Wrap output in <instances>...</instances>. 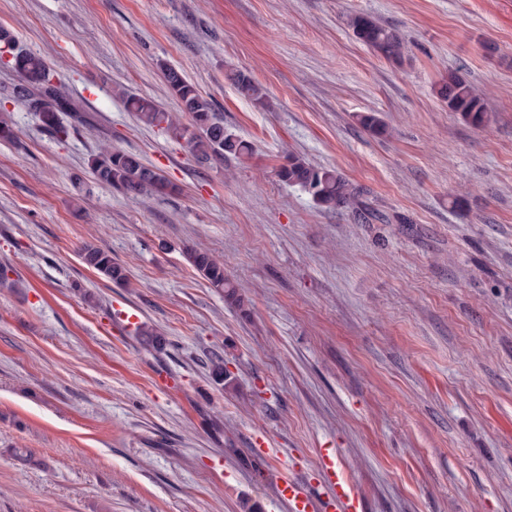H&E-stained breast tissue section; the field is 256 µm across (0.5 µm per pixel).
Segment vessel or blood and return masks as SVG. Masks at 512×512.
Listing matches in <instances>:
<instances>
[{"label":"vessel or blood","instance_id":"vessel-or-blood-1","mask_svg":"<svg viewBox=\"0 0 512 512\" xmlns=\"http://www.w3.org/2000/svg\"><path fill=\"white\" fill-rule=\"evenodd\" d=\"M317 469L318 483L281 474L274 486L276 501L287 512H364L362 499L342 478L332 455L322 454Z\"/></svg>","mask_w":512,"mask_h":512}]
</instances>
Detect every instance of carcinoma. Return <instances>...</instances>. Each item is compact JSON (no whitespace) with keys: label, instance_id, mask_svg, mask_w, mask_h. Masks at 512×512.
Listing matches in <instances>:
<instances>
[{"label":"carcinoma","instance_id":"carcinoma-1","mask_svg":"<svg viewBox=\"0 0 512 512\" xmlns=\"http://www.w3.org/2000/svg\"><path fill=\"white\" fill-rule=\"evenodd\" d=\"M348 26L358 40L386 60L402 61V40L394 30L366 14L350 16ZM13 60L19 81L10 88L9 96L36 112L47 133L57 139L70 135L73 126L64 125L60 118L65 112L70 113L73 122L78 125L90 124V117L76 110L62 86L53 81L51 69L41 58L19 50L14 53ZM160 69L169 90L179 100L181 111L191 117V124L183 125L151 98L125 96L128 110L135 113L140 122L149 127H159L173 138L184 141L188 152L200 163L222 158L226 154L241 157L251 153L249 142L224 131V120L215 112L212 102L203 97L179 70L164 63L160 64ZM227 79L243 98L265 105V93L250 75L236 71L230 73ZM437 95L448 111L459 115L465 122L475 127H482L488 122L484 99L458 72L448 73V78L439 85ZM357 121L373 135H382L386 131L383 120L375 112L360 113ZM90 169L99 184L126 193L158 192L168 187L165 179L145 166L138 155L114 151L110 147L91 158ZM279 176L282 181L307 192L315 204L324 210L345 208L355 211L361 219L366 218L360 201L361 191L332 168L313 166L299 157L291 156L279 171ZM80 256L86 265L111 282H126V269L113 262L112 256L105 250L85 244L80 248ZM187 260L211 287L224 292V299L230 305L245 310L244 299L224 274L223 262L201 250L187 252Z\"/></svg>","mask_w":512,"mask_h":512}]
</instances>
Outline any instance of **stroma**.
Here are the masks:
<instances>
[{"label": "stroma", "mask_w": 512, "mask_h": 512, "mask_svg": "<svg viewBox=\"0 0 512 512\" xmlns=\"http://www.w3.org/2000/svg\"><path fill=\"white\" fill-rule=\"evenodd\" d=\"M358 13L403 38L402 64L354 36ZM0 27L92 118L59 140L0 97V512H285L270 473L324 448L365 512H512V0H0ZM164 63L251 155L198 163L126 110L121 86L180 113ZM452 71L486 128L438 98ZM105 144L172 191L97 183ZM291 153L362 189L368 222L283 182ZM227 79L236 88L243 98L265 106L266 96L261 86L248 74L236 71L231 72ZM84 263L95 269L105 278L115 284H123L127 280L126 269L112 261V256L105 250L92 245L84 244L79 249ZM186 256L193 268L209 282L212 288L224 291V299L231 306L240 311L245 310L244 299L237 294L235 287L224 274V262L201 250H191Z\"/></svg>", "instance_id": "35a3bbf8"}]
</instances>
